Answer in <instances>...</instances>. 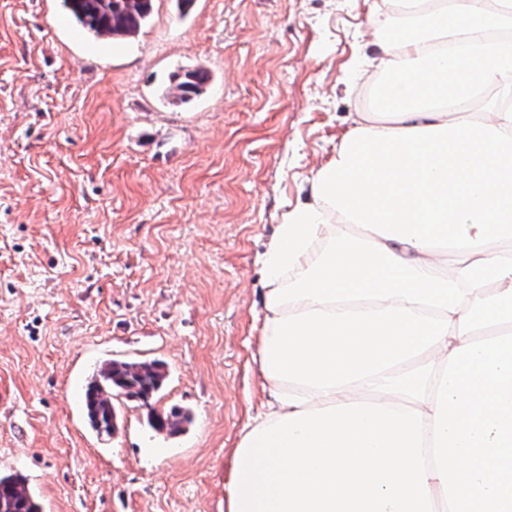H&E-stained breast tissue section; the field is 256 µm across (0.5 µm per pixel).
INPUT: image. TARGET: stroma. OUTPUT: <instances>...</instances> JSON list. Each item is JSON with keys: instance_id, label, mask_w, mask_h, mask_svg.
I'll list each match as a JSON object with an SVG mask.
<instances>
[{"instance_id": "1", "label": "stroma", "mask_w": 512, "mask_h": 512, "mask_svg": "<svg viewBox=\"0 0 512 512\" xmlns=\"http://www.w3.org/2000/svg\"><path fill=\"white\" fill-rule=\"evenodd\" d=\"M380 0H153L114 41L63 0H0V474L42 512H225L256 359L260 257L371 90L348 89ZM201 67L185 104L172 74ZM159 360L98 436L103 361ZM190 411L173 437L151 415Z\"/></svg>"}]
</instances>
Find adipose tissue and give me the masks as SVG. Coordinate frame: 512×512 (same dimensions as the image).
Segmentation results:
<instances>
[{
    "label": "adipose tissue",
    "instance_id": "obj_1",
    "mask_svg": "<svg viewBox=\"0 0 512 512\" xmlns=\"http://www.w3.org/2000/svg\"><path fill=\"white\" fill-rule=\"evenodd\" d=\"M370 25L357 78L384 117L359 116L262 257L256 429L354 402L433 428L452 350L512 333V0H406ZM489 87L490 120L449 121Z\"/></svg>",
    "mask_w": 512,
    "mask_h": 512
}]
</instances>
